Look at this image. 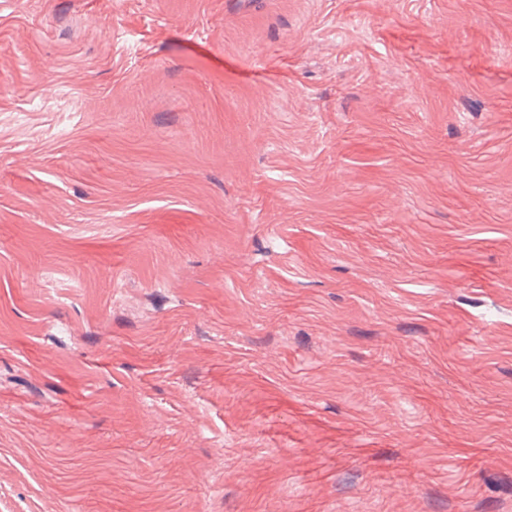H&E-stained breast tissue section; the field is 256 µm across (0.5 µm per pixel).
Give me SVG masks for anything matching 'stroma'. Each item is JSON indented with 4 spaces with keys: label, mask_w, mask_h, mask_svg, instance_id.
<instances>
[{
    "label": "stroma",
    "mask_w": 512,
    "mask_h": 512,
    "mask_svg": "<svg viewBox=\"0 0 512 512\" xmlns=\"http://www.w3.org/2000/svg\"><path fill=\"white\" fill-rule=\"evenodd\" d=\"M0 512H512V0H0Z\"/></svg>",
    "instance_id": "obj_1"
}]
</instances>
